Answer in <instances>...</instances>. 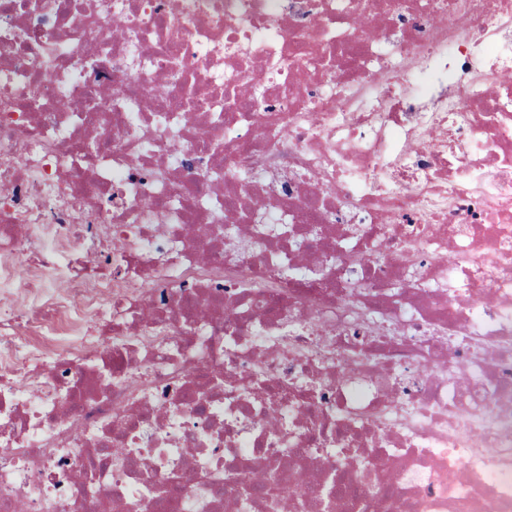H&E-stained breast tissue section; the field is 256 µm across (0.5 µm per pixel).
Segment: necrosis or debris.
Listing matches in <instances>:
<instances>
[{
    "label": "necrosis or debris",
    "mask_w": 512,
    "mask_h": 512,
    "mask_svg": "<svg viewBox=\"0 0 512 512\" xmlns=\"http://www.w3.org/2000/svg\"><path fill=\"white\" fill-rule=\"evenodd\" d=\"M0 512H512V0H0Z\"/></svg>",
    "instance_id": "necrosis-or-debris-1"
}]
</instances>
